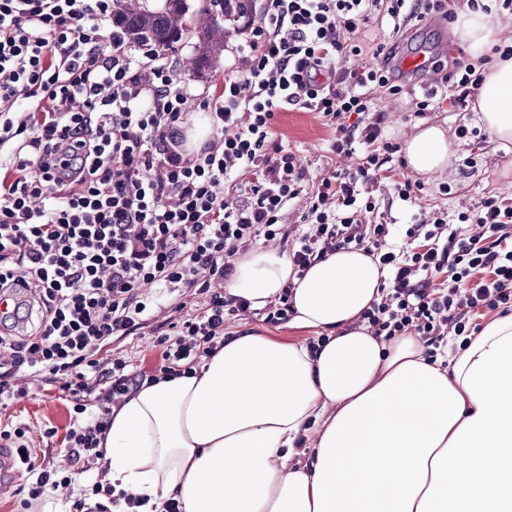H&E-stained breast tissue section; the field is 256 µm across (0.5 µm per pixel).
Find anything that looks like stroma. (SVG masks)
<instances>
[{
	"mask_svg": "<svg viewBox=\"0 0 512 512\" xmlns=\"http://www.w3.org/2000/svg\"><path fill=\"white\" fill-rule=\"evenodd\" d=\"M362 32L364 53L351 60L352 65L358 67L376 64V49L387 52L410 44H434L440 37V27L434 22L397 29L388 17L380 14L371 16ZM457 58L469 60L470 53L460 45L455 55L441 56V83L435 96L436 103L428 112L420 114L416 111L417 102L424 98V90L393 94L378 88L373 92L388 141L403 144L406 136L413 133L418 124L424 123L443 127L457 148L455 158L441 177L411 171L405 163L404 153L398 152L372 184L370 191L376 210L367 214L366 220L390 223L391 243H400L404 225L413 223L415 216L422 213L439 209L447 212L449 220L453 221L463 208L476 206L488 196L512 198V143L501 147L490 142L476 108L478 94L462 96L457 85L458 77L453 67ZM275 121L284 149L301 159L306 170V188H313L318 180L332 172L351 168L352 159L331 152L330 145L336 132L325 125L318 114L291 108L276 113ZM407 180L418 187L415 199L409 203L400 201L393 191L394 183ZM243 332L304 345L318 337L315 330L298 327L289 320L271 324L259 315L248 319L227 318L225 335ZM28 386L24 398L0 410V422L28 423L33 430L40 462L69 473L72 479L67 493H47L38 506L39 512H69L73 499L83 495L93 474L75 462L64 442L73 419L70 407L60 399L58 389H46L35 380L29 381Z\"/></svg>",
	"mask_w": 512,
	"mask_h": 512,
	"instance_id": "1",
	"label": "stroma"
}]
</instances>
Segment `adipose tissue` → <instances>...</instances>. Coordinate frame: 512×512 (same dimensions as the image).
<instances>
[{
    "label": "adipose tissue",
    "mask_w": 512,
    "mask_h": 512,
    "mask_svg": "<svg viewBox=\"0 0 512 512\" xmlns=\"http://www.w3.org/2000/svg\"><path fill=\"white\" fill-rule=\"evenodd\" d=\"M473 58L503 31L456 10ZM478 110L491 140L512 142V57L484 70ZM414 172L455 155L441 127L404 143ZM384 277L362 249L297 276L287 254L252 250L224 292L261 308L292 288L293 322L320 349L231 336L192 374L143 386L112 414L103 443L119 512H512V312L450 359L418 336L375 337L357 319ZM304 465H292L298 452ZM136 505H127V498Z\"/></svg>",
    "instance_id": "1"
}]
</instances>
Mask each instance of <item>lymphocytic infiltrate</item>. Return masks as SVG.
Returning a JSON list of instances; mask_svg holds the SVG:
<instances>
[{
	"mask_svg": "<svg viewBox=\"0 0 512 512\" xmlns=\"http://www.w3.org/2000/svg\"><path fill=\"white\" fill-rule=\"evenodd\" d=\"M377 12L398 26L452 17L448 0H264L236 67L197 94L167 55L129 51L110 29L112 0H0V294L37 314L31 330L0 331V408L22 396L18 374L59 383L74 418L65 443L95 461L114 409L223 348L226 316L252 315L210 285L263 239L292 240L301 273L364 249L387 276L360 322L376 336L415 333L432 358L478 332V312L512 311L511 202L487 197L454 226L431 212L397 250L390 225L364 220L376 208L368 186L396 150L371 91H402L384 65L348 64ZM291 106L335 127L333 153L365 154L306 191L276 132V112ZM201 116L210 134L194 144ZM302 195L308 228L294 238L282 216ZM187 291L194 307L166 306ZM145 333L160 351L153 370L110 356L112 341ZM0 446L36 476L23 512L70 486L39 463L26 424L0 427Z\"/></svg>",
	"mask_w": 512,
	"mask_h": 512,
	"instance_id": "1",
	"label": "lymphocytic infiltrate"
}]
</instances>
